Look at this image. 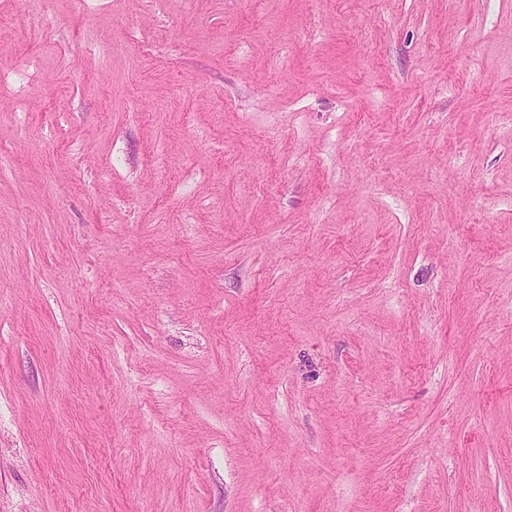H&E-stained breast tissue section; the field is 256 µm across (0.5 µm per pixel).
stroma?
<instances>
[{
	"label": "stroma",
	"mask_w": 512,
	"mask_h": 512,
	"mask_svg": "<svg viewBox=\"0 0 512 512\" xmlns=\"http://www.w3.org/2000/svg\"><path fill=\"white\" fill-rule=\"evenodd\" d=\"M0 512H512V0H0Z\"/></svg>",
	"instance_id": "stroma-1"
}]
</instances>
